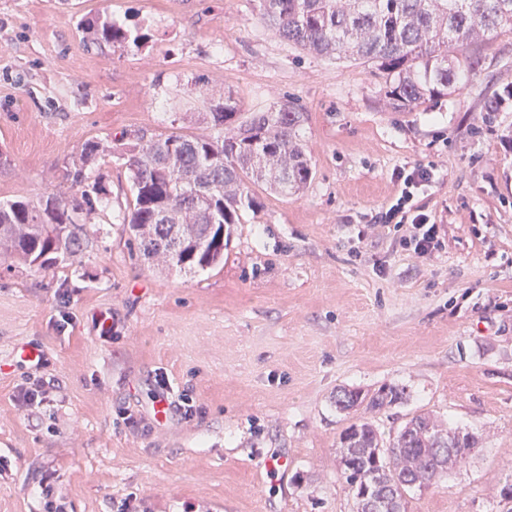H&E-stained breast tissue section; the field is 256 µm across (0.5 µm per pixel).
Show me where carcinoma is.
<instances>
[{"label": "carcinoma", "instance_id": "carcinoma-1", "mask_svg": "<svg viewBox=\"0 0 512 512\" xmlns=\"http://www.w3.org/2000/svg\"><path fill=\"white\" fill-rule=\"evenodd\" d=\"M260 11L281 36L316 55L345 54L376 67L395 110L448 93L460 73L474 68L469 44L498 28H512V0H260ZM82 29L93 43L139 48L149 38L140 24L129 28L107 19ZM205 109L207 134L123 133L115 148L83 142L66 168L74 194L0 202V245L35 270L61 256H79L92 244L82 217L111 195L101 179L89 175V166L114 151L129 171L123 223L136 253L181 270L216 264L239 212L254 202L250 187L292 195L310 182L313 165L298 133L304 115L293 103L244 117L234 94L222 91L206 98ZM405 399V388L395 385L372 393L344 389L336 408L362 407L374 414ZM438 435L456 441L446 460L435 451ZM339 443L346 449L341 477L357 499L377 480L404 492L424 487L467 458L479 438L444 430L420 413L387 442L364 417L343 430Z\"/></svg>", "mask_w": 512, "mask_h": 512}]
</instances>
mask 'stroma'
Wrapping results in <instances>:
<instances>
[{"instance_id": "35a3bbf8", "label": "stroma", "mask_w": 512, "mask_h": 512, "mask_svg": "<svg viewBox=\"0 0 512 512\" xmlns=\"http://www.w3.org/2000/svg\"><path fill=\"white\" fill-rule=\"evenodd\" d=\"M100 15L147 26L148 43L85 42L80 20ZM469 52L455 91L396 111L374 66L303 50L259 0H0V202L69 193L85 140L207 132L202 96L219 89L245 113L294 102L313 164L299 195L253 187L204 271L131 251L115 157L92 168L112 202L75 260L30 270L0 249V512H43V477L70 512L135 497L148 512H356L339 437L357 414L336 397L384 385L407 398L375 416L382 436L423 411L481 440L408 512H512V29ZM416 166L436 169L415 196L443 241L428 258L373 223ZM159 375L196 415L133 435L122 412L152 416ZM37 382L54 402L18 406ZM273 455L288 465L271 476Z\"/></svg>"}]
</instances>
